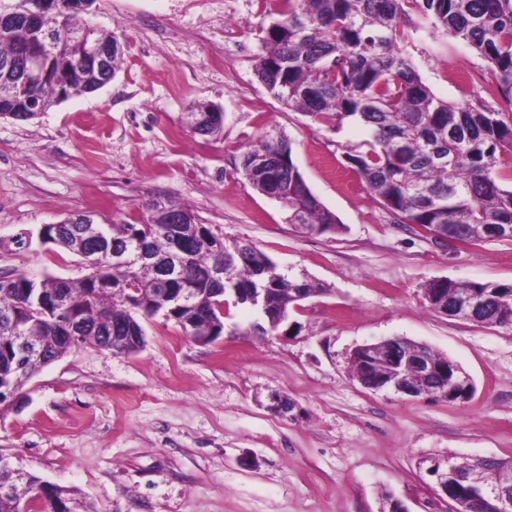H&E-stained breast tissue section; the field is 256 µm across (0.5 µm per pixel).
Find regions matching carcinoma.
<instances>
[{"mask_svg":"<svg viewBox=\"0 0 512 512\" xmlns=\"http://www.w3.org/2000/svg\"><path fill=\"white\" fill-rule=\"evenodd\" d=\"M279 15L266 29L255 74L282 104L298 109L319 124L339 131L346 124L360 126V144L346 149L344 159L364 182L369 195L400 224H411L436 240H461L478 246L512 240V173L503 177L502 156H512V116L505 117L477 100L449 103L426 86L400 43L409 37L404 5L412 4L434 25L486 60L503 95L512 104V0H271ZM72 35L55 44L51 78L28 88V95L46 112L57 105L63 90L72 96L89 92L100 81L86 67L79 33L85 24L72 15L66 21ZM37 34L23 27L0 29V58L15 56L33 45ZM16 85L0 68V116L13 108ZM290 173H285V170ZM240 170L258 192L288 200L283 209L288 223L301 225L304 234H330L342 229L337 216L312 192L292 159L290 144L281 133L271 132L240 156ZM149 202L142 219L134 224H90L105 242L126 244L133 252L145 249L155 258H171L170 239L159 224H152ZM59 230L49 225V243L81 256L96 241H57ZM188 254L175 259L182 267L176 287L195 288L194 336H212L224 330L219 301L226 288H267V305L273 312L248 335L265 336L280 329L275 313L326 291L321 284L277 270L271 258L246 240L222 243L224 281L207 282L202 271L214 261L216 233L185 225ZM137 289L136 303L123 301L125 285ZM164 284L155 269L135 262L115 268L106 259L89 268L84 277L70 281L48 275L36 281L23 274L0 278V313H25L37 296H55L64 311L50 310L24 318L22 330L45 349L51 359L73 348L67 338L70 321L82 326L80 344L112 349V336L138 340L117 348L123 354L145 346L139 318L156 311H171L167 320L181 326L186 313L173 309L163 297ZM477 290L487 299V314L475 323L512 329V283L493 284L431 280L424 292L431 310H447L457 295ZM440 371L423 377L407 373L420 393L447 389L448 359L430 352ZM39 367H19L15 362L11 327L0 319V380L25 382ZM485 476L512 483V458L481 462ZM26 497L48 512H59L64 501L71 509L95 512L87 502L60 486L47 492L41 478L30 475Z\"/></svg>","mask_w":512,"mask_h":512,"instance_id":"cac0c4a2","label":"carcinoma"}]
</instances>
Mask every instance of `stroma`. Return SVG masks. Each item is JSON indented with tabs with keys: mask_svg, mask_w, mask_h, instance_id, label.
Returning a JSON list of instances; mask_svg holds the SVG:
<instances>
[{
	"mask_svg": "<svg viewBox=\"0 0 512 512\" xmlns=\"http://www.w3.org/2000/svg\"><path fill=\"white\" fill-rule=\"evenodd\" d=\"M409 15L404 50L436 97L512 110L483 58ZM85 19L123 45L112 81L28 122L0 118V275L79 279L80 258L41 244L40 227L85 211L133 224L143 201L160 198L328 292L291 313L300 330L287 336L246 335L260 315L232 305L214 344L158 315L144 321L137 353L72 349L0 413V454L97 512H389L393 498L408 512H448L419 462L512 456V330L436 313L423 287L512 283V240L438 244L396 223L343 158L363 130L317 124L257 80L271 22L260 0H94ZM196 101L222 109L220 135L184 125ZM270 130L285 134L341 233L296 231L237 172ZM24 233L30 246L16 247ZM397 336L460 365L473 397L364 388L352 351ZM273 393L296 402L295 418L268 409Z\"/></svg>",
	"mask_w": 512,
	"mask_h": 512,
	"instance_id": "35a3bbf8",
	"label": "stroma"
}]
</instances>
